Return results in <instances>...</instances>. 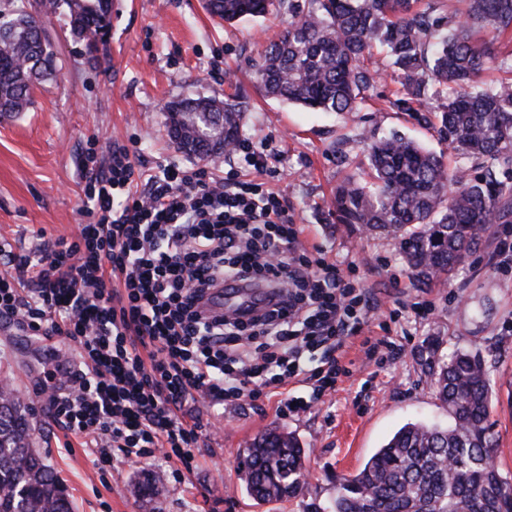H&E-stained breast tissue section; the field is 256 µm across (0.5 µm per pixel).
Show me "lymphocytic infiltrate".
<instances>
[{
  "label": "lymphocytic infiltrate",
  "mask_w": 512,
  "mask_h": 512,
  "mask_svg": "<svg viewBox=\"0 0 512 512\" xmlns=\"http://www.w3.org/2000/svg\"><path fill=\"white\" fill-rule=\"evenodd\" d=\"M107 152L84 174L91 223L24 252L0 243V320L79 344L67 389L42 395L98 470L116 450L192 470L202 426L187 407L269 394L290 417L334 392L349 373L336 356L344 338L380 309L354 267L308 244L263 183L215 185L206 168L169 167L135 192L129 149ZM232 277L281 298L248 319L205 315L200 298Z\"/></svg>",
  "instance_id": "obj_1"
}]
</instances>
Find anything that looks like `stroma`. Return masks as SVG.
Wrapping results in <instances>:
<instances>
[{"label":"stroma","instance_id":"stroma-1","mask_svg":"<svg viewBox=\"0 0 512 512\" xmlns=\"http://www.w3.org/2000/svg\"><path fill=\"white\" fill-rule=\"evenodd\" d=\"M288 26L287 16L227 25L212 19L201 0H118L111 27L94 54L70 37L62 15L46 18L57 75L42 82L21 116L0 121V239L14 248L34 246L37 236L70 235L90 218L83 203V170L94 143L125 145L143 169L191 167L165 131L169 102L201 94L235 98L244 113L243 136L273 153L267 188L288 203L295 223L328 256L351 264L360 287L382 311L410 315L414 303L433 307L428 320L389 331L370 322L363 336L387 337L401 346L398 359L379 370L365 365L363 336L349 338L346 360L353 374L323 404L296 417L275 414L274 402L223 407L202 414L197 465L177 474V462L114 455L112 473L101 476L79 436L58 425L35 395L47 370L69 363L78 344L63 336L56 354L39 339L0 324V387L31 411L32 446L66 486L75 512H149L136 487L158 486V512H327L336 482L354 473L392 434L409 422L448 426L425 366L430 355L466 350L483 360L492 388L490 421L495 461L512 483V269L503 270L495 241L456 267L447 282L413 288L391 241L367 238L336 221L339 178H367L366 139L398 131L444 153L434 129L374 99L361 111L312 112L263 97L252 79L260 52ZM291 432L309 454L302 492L283 502L259 503L239 479L247 444L270 428Z\"/></svg>","mask_w":512,"mask_h":512}]
</instances>
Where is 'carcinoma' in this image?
I'll use <instances>...</instances> for the list:
<instances>
[{"instance_id":"1","label":"carcinoma","mask_w":512,"mask_h":512,"mask_svg":"<svg viewBox=\"0 0 512 512\" xmlns=\"http://www.w3.org/2000/svg\"><path fill=\"white\" fill-rule=\"evenodd\" d=\"M450 13L419 0H202L212 18L233 24L286 14L279 39L255 65L266 95L321 112H358L386 73L370 66L387 50L399 94L395 112H414L437 130L465 166L393 132L366 144L371 182L345 176L336 188V221L388 238L413 287L444 281L479 250L495 224H512V0H457ZM64 9L72 39L88 53L108 31L112 0H5L0 9V118L31 104L52 74L43 16ZM241 107L189 98L168 109L176 146L208 161L239 141ZM431 387L448 408L446 427H400L354 474L336 484L329 512H512V484L494 461L492 390L480 357H433ZM27 413L0 391V512H74L69 493L29 442ZM307 452L296 437L270 429L241 462L245 491L269 503L294 498L306 478Z\"/></svg>"}]
</instances>
